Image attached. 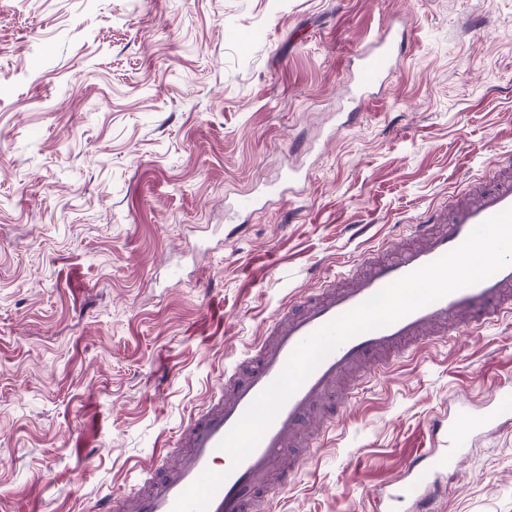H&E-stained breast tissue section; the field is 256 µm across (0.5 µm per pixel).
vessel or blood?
I'll use <instances>...</instances> for the list:
<instances>
[{"mask_svg":"<svg viewBox=\"0 0 512 512\" xmlns=\"http://www.w3.org/2000/svg\"><path fill=\"white\" fill-rule=\"evenodd\" d=\"M393 41L382 39L361 50L357 84L362 92L381 85L393 67ZM512 208V178L497 175L480 186L474 202L435 212L411 227L417 242L392 256H373L362 267L340 272L283 309L265 336L212 388L203 408L182 430L176 448L141 470L131 495V512H172L178 497L204 472L225 473L208 512H269L276 494L287 491L306 458L299 447L341 421L367 385L388 373L396 360L436 338L473 331L512 317V264L490 277L456 290L393 323L359 333L329 354L300 385L239 465L219 450L249 404L283 370L295 348L319 328L347 313L396 280L457 248L489 217ZM502 411L488 408L474 417L458 406L454 417H440L431 428L434 446L408 460L401 475L412 512H438L437 475L458 466L476 431L498 424Z\"/></svg>","mask_w":512,"mask_h":512,"instance_id":"vessel-or-blood-1","label":"vessel or blood"}]
</instances>
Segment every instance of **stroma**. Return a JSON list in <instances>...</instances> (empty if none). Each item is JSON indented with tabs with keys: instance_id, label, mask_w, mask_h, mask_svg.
Wrapping results in <instances>:
<instances>
[{
	"instance_id": "1",
	"label": "stroma",
	"mask_w": 512,
	"mask_h": 512,
	"mask_svg": "<svg viewBox=\"0 0 512 512\" xmlns=\"http://www.w3.org/2000/svg\"><path fill=\"white\" fill-rule=\"evenodd\" d=\"M387 27L400 55L345 120ZM495 161L512 0H0V512L120 506L280 308ZM458 400L507 418L439 512H512V317L373 380L274 512H373Z\"/></svg>"
}]
</instances>
